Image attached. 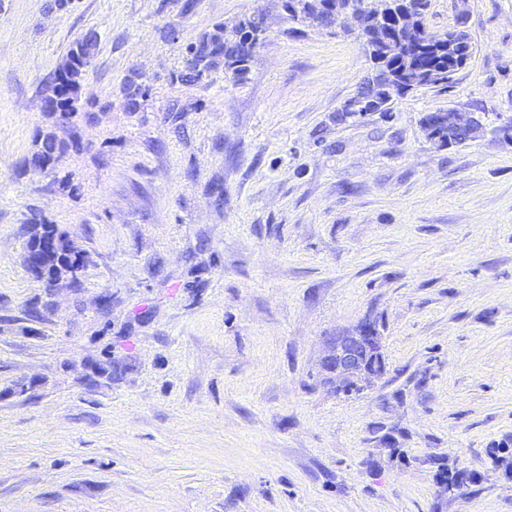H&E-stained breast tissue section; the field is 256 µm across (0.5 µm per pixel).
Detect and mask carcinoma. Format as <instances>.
<instances>
[{
    "label": "carcinoma",
    "instance_id": "carcinoma-1",
    "mask_svg": "<svg viewBox=\"0 0 512 512\" xmlns=\"http://www.w3.org/2000/svg\"><path fill=\"white\" fill-rule=\"evenodd\" d=\"M421 5L427 9L430 0H385V8L378 14L377 21L385 32L386 38L397 42L402 38L403 11ZM264 14L257 10L253 17L246 19L236 28H227L224 23L215 24L212 30L203 33L196 42L186 47L185 71L176 76L180 82L199 81L219 68L224 72L240 77L248 71L253 59L247 42L254 39L258 25L263 23ZM97 37L76 41L70 48L67 59L70 68L65 73L57 74L52 83L60 96V120L70 122L78 112L77 104L86 68L94 57ZM380 64L391 75L390 82L376 83L365 90L359 89L341 108L347 113L354 110L375 112L378 107L373 104L363 105L366 100H375L382 104L387 100L401 97L413 90L429 86H448V82L458 71L453 50L448 46V33L429 32L416 35L399 52L381 58ZM448 113L445 110L430 112L424 116L433 133L438 135L440 145L447 144ZM66 147L54 129H46L38 134L34 152L47 159L55 160ZM460 472L439 463L436 476L439 482L453 495L462 490L466 482L459 478Z\"/></svg>",
    "mask_w": 512,
    "mask_h": 512
}]
</instances>
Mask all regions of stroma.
Segmentation results:
<instances>
[{"instance_id": "35a3bbf8", "label": "stroma", "mask_w": 512, "mask_h": 512, "mask_svg": "<svg viewBox=\"0 0 512 512\" xmlns=\"http://www.w3.org/2000/svg\"><path fill=\"white\" fill-rule=\"evenodd\" d=\"M463 4L448 86L344 121L360 43L281 0H0V512H512L489 457L512 440V0H431L428 27ZM257 9L242 78L173 81ZM91 31L86 107L58 124L43 90ZM448 108L483 137L429 139ZM49 128L78 147L23 167ZM38 216L85 254L76 287L25 269ZM365 321L386 372L336 396L326 342ZM440 460L478 482L449 497ZM457 111L448 112V110H439L430 112L423 118V120L430 124L434 135H438L437 140L442 146L448 145L449 143V140L448 142L445 140V137L448 135L449 125H454L460 129L462 128L467 139L470 140H476L481 137L485 131V124L480 115L475 112Z\"/></svg>"}]
</instances>
